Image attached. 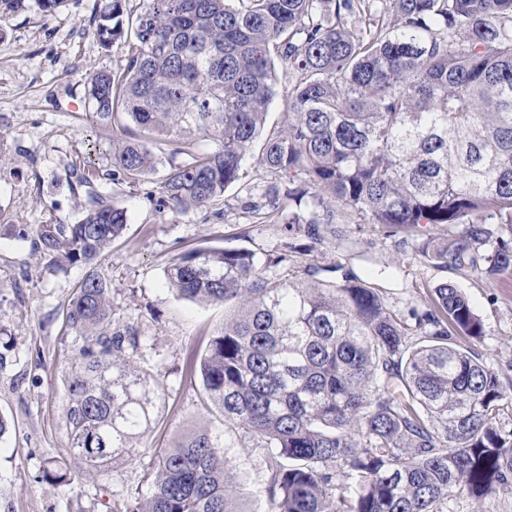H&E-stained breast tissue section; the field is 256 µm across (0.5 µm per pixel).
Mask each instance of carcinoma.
Masks as SVG:
<instances>
[{
	"mask_svg": "<svg viewBox=\"0 0 512 512\" xmlns=\"http://www.w3.org/2000/svg\"><path fill=\"white\" fill-rule=\"evenodd\" d=\"M108 0L101 42L126 65L87 78L91 121L120 128L112 182L153 174L176 214L216 207L266 134L271 175L244 209L279 225L284 246L178 252L164 269L182 299L224 306L199 363L222 426L193 432L143 465L149 494L113 512H245L226 434L265 450L269 512H475L512 485V397L469 347L483 324L444 282L399 314L340 263L346 212L396 232L464 225L427 238L440 269L512 268V0ZM288 78V119L264 132ZM215 143L199 152L195 140ZM126 211L87 193L73 224L47 222L36 250L86 272L66 307L65 454L43 481L72 485L144 457L160 386L137 363L155 354L142 317L119 313L97 260L122 239Z\"/></svg>",
	"mask_w": 512,
	"mask_h": 512,
	"instance_id": "obj_1",
	"label": "carcinoma"
}]
</instances>
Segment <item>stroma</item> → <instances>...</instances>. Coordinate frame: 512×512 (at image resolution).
Masks as SVG:
<instances>
[{
    "label": "stroma",
    "mask_w": 512,
    "mask_h": 512,
    "mask_svg": "<svg viewBox=\"0 0 512 512\" xmlns=\"http://www.w3.org/2000/svg\"><path fill=\"white\" fill-rule=\"evenodd\" d=\"M105 0H64L43 12L37 0L0 24V329L10 340L0 367V512H112L114 502L135 491L139 463L121 462L102 474H76L71 488L42 482L45 460L67 445L62 421L63 375L73 338L65 330L67 302L82 269L52 268L32 238H19L21 225L52 220L74 223L85 188L70 189L72 166L99 168L96 186L127 211L123 240L98 260L110 279L118 312H153L144 329L158 353L163 399L144 445L168 447L191 431L218 425L217 410L203 401L199 374H187L189 354H203L210 335L224 322V309L178 298L164 284L163 271L179 251L245 247L280 248L278 225L261 222L243 209L241 187L224 193V217L201 207L175 214L159 205V174L138 182L112 183V141L119 130L91 123L86 115V79L126 63L122 44L104 48L97 13ZM346 243L315 250L318 262H341L384 290L393 310L419 304L427 288L442 281L465 293L484 325L473 349L512 383V270L495 277L468 270H441L419 253L420 233H393L359 216L349 218ZM226 454L242 493L244 512H268V471L262 450L229 436Z\"/></svg>",
    "instance_id": "35a3bbf8"
}]
</instances>
